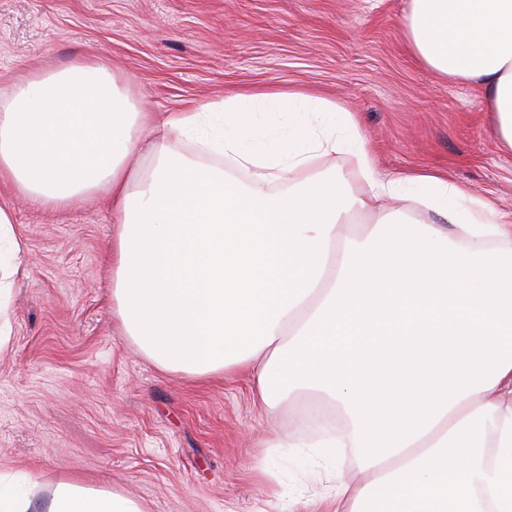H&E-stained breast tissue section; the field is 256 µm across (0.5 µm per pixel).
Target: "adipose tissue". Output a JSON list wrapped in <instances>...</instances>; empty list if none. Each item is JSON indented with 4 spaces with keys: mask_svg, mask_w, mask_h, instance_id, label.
Instances as JSON below:
<instances>
[{
    "mask_svg": "<svg viewBox=\"0 0 512 512\" xmlns=\"http://www.w3.org/2000/svg\"><path fill=\"white\" fill-rule=\"evenodd\" d=\"M400 33L437 76L476 83L512 152V0H410ZM303 112L276 149L254 108ZM354 145L364 187L324 159ZM193 148L178 152L173 142ZM152 157L139 175L130 161ZM0 178L66 207L108 194L112 303L160 369L202 378L248 366L258 400L310 392L332 430L274 448H338L366 473L328 477V512H512V223L426 171L380 177L354 116L295 89L243 90L158 119L106 60L25 73L0 94ZM436 211L415 224L391 210ZM358 241L342 232L361 213ZM0 512H144L72 478L49 495L0 483Z\"/></svg>",
    "mask_w": 512,
    "mask_h": 512,
    "instance_id": "ef3b65f1",
    "label": "adipose tissue"
}]
</instances>
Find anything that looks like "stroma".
Masks as SVG:
<instances>
[{
  "mask_svg": "<svg viewBox=\"0 0 512 512\" xmlns=\"http://www.w3.org/2000/svg\"><path fill=\"white\" fill-rule=\"evenodd\" d=\"M409 0H0V88L84 56L108 61L143 111L164 115L278 86L353 112L380 176L430 170L512 214V153L480 86L420 65L400 36ZM27 272L0 268V475L40 492L65 477L146 512H324L321 478L365 480L334 448H271L315 400L267 411L243 367L159 369L112 314L107 195L57 208L0 182Z\"/></svg>",
  "mask_w": 512,
  "mask_h": 512,
  "instance_id": "stroma-1",
  "label": "stroma"
}]
</instances>
